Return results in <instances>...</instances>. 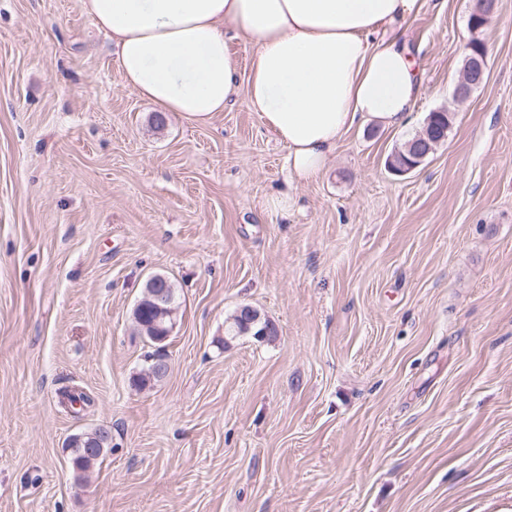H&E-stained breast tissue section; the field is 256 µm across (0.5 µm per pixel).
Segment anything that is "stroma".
<instances>
[{"instance_id": "stroma-1", "label": "stroma", "mask_w": 512, "mask_h": 512, "mask_svg": "<svg viewBox=\"0 0 512 512\" xmlns=\"http://www.w3.org/2000/svg\"><path fill=\"white\" fill-rule=\"evenodd\" d=\"M470 14L423 0L410 123L299 182L245 94L159 115L82 0H0V512H512V0L460 101ZM439 109L445 142L393 174ZM154 275L177 325L141 388ZM243 305L277 336L227 338ZM99 426L75 481L64 445Z\"/></svg>"}]
</instances>
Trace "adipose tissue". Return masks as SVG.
Listing matches in <instances>:
<instances>
[{"label": "adipose tissue", "instance_id": "obj_1", "mask_svg": "<svg viewBox=\"0 0 512 512\" xmlns=\"http://www.w3.org/2000/svg\"><path fill=\"white\" fill-rule=\"evenodd\" d=\"M422 0H83L125 85L208 122L238 91L286 145L293 178L321 174L342 137L405 125L422 91L401 37ZM256 51L246 85L225 26Z\"/></svg>", "mask_w": 512, "mask_h": 512}]
</instances>
